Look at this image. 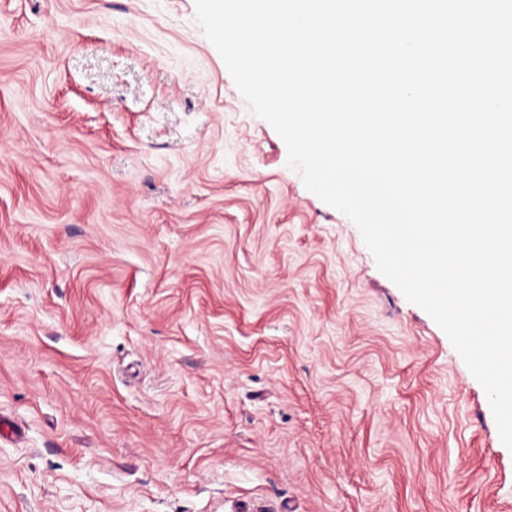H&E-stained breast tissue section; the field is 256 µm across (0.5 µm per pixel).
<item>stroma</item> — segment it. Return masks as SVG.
<instances>
[{
  "label": "stroma",
  "instance_id": "stroma-1",
  "mask_svg": "<svg viewBox=\"0 0 512 512\" xmlns=\"http://www.w3.org/2000/svg\"><path fill=\"white\" fill-rule=\"evenodd\" d=\"M195 0H0V512H512L448 336Z\"/></svg>",
  "mask_w": 512,
  "mask_h": 512
}]
</instances>
